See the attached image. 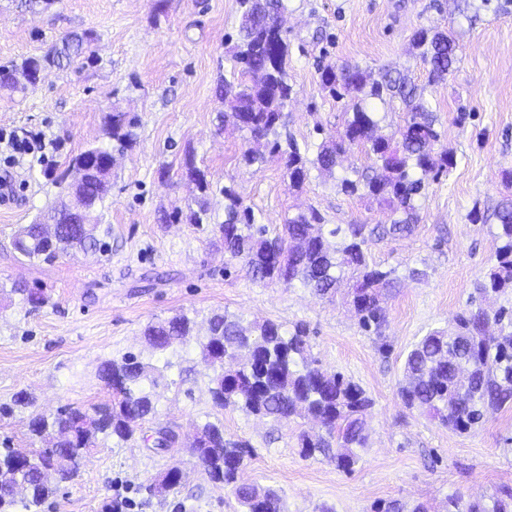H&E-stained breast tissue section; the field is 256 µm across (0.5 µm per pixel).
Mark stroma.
Listing matches in <instances>:
<instances>
[{
  "mask_svg": "<svg viewBox=\"0 0 512 512\" xmlns=\"http://www.w3.org/2000/svg\"><path fill=\"white\" fill-rule=\"evenodd\" d=\"M497 2L286 0L282 25L295 95L285 114L298 142L314 150L341 129L348 102L323 90L320 70L348 62L375 75L408 72L456 159L450 172L430 180L412 235L368 246L370 262L400 280L384 303L378 336L361 328L347 304L298 283L252 281L218 238L184 216L168 219L198 194L186 176L191 162L217 188L233 187L260 224H281L311 206L330 225L389 221L386 209L336 187L366 166L361 154L346 155L330 175L310 169L298 190L289 188L278 161L241 163L244 134L219 126L224 105L215 94L239 28L237 0H56L34 13L0 0V66L43 55L73 32L92 34L96 54L92 64L47 69L26 92L0 89V136L39 132L52 143L42 163L0 160V179L11 191L0 197V284L37 285L51 295L38 309L0 297V403L23 393L37 412L68 405L89 411L112 400L99 378L106 360L132 353L172 363L155 389V418L121 446L97 436L75 479L61 484L42 512H106L116 500L132 502V512H241L232 489L210 483L185 446L208 420L223 424L225 437L248 443L240 481L279 490L286 512L325 505L371 512L376 501L395 499L446 512L449 496L485 502L512 488L511 403L459 433L407 409L399 396L407 352L468 308L497 247L492 213L507 193L501 172L512 169V6L500 10ZM422 26L453 28L460 43L458 63L435 84L408 52ZM115 110L138 116L140 125L132 148L117 155L111 193L96 211L111 230L110 251L73 250L50 263L14 252L12 237L60 200L55 176L74 182L70 158L108 145L103 124ZM476 207L486 222L468 220ZM413 268L427 270V279L412 280ZM216 312L245 324L304 325L312 358L364 389L371 400L366 446L352 471L301 456L298 436L316 432L314 422L276 426L213 406L199 343ZM182 314L195 323L190 340L153 351L146 327ZM161 426L173 427L181 445L160 451L148 444ZM173 466L184 472L180 486L148 500L139 494L140 485Z\"/></svg>",
  "mask_w": 512,
  "mask_h": 512,
  "instance_id": "stroma-1",
  "label": "stroma"
}]
</instances>
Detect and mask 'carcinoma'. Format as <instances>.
I'll return each mask as SVG.
<instances>
[{
    "instance_id": "cac0c4a2",
    "label": "carcinoma",
    "mask_w": 512,
    "mask_h": 512,
    "mask_svg": "<svg viewBox=\"0 0 512 512\" xmlns=\"http://www.w3.org/2000/svg\"><path fill=\"white\" fill-rule=\"evenodd\" d=\"M241 20L236 44L231 47L232 76L237 84L222 77L216 95L224 100V113L218 127L230 122L246 134L242 161L247 165L262 163L266 156L278 158L288 177L289 186L300 188L309 169L332 172L337 158L358 148L371 165L354 169L355 178L344 177L337 187L347 195L359 194L390 211L389 224H338L327 229L323 217L313 207L286 219L275 231L255 223L253 212L243 206L230 187L224 193V222L203 223L206 202L198 201L199 210L190 212L189 221L202 233L219 235L224 253L242 263L255 282H280L291 286L300 282L321 297H333L345 276L353 281L349 291L359 324L366 331L380 334L383 297L397 287L394 271H384L371 264L367 242L405 237L418 221L419 201L426 196L428 177L447 173L455 165L448 150L434 152L441 132L424 89L407 76L385 72L374 79L357 64L328 65L321 69V85L340 100L350 96V116L343 129L326 138L314 158L308 157L288 132L283 107L295 94L288 82L289 46L278 22L285 11L284 0H238ZM89 33L71 34L51 46L39 57H29L20 66H0V89L23 91L27 88L11 78L25 74L34 78L49 67L63 68L75 62L93 60ZM457 37L452 31L430 27L418 29L410 40L409 53L430 66L429 82L444 79L458 59ZM398 97L406 108L404 125L395 136L375 137L378 127L373 101L383 104ZM136 117L114 112L106 117L104 134L115 147L126 150L136 143ZM109 148L92 146L73 156L69 166L86 165L91 159L104 163ZM201 195L212 185L194 165L186 168ZM111 181L107 175L86 177L82 193L87 205L96 209L109 196ZM496 233L499 245L496 263L478 282L483 296L499 294L512 288V199L496 206ZM92 224L76 234L60 230L49 237L41 223L28 224L26 235L12 242L14 250L29 259L51 260L69 248L105 252L109 229L96 234ZM335 242L330 243L328 239ZM11 293L23 303L40 308L48 302L42 288L15 283ZM192 321L179 315L147 327L145 335L152 348L164 353L191 336ZM456 337L466 341L462 353L472 368L468 381L470 398L461 404L457 394L461 385L448 365L453 354L448 330L440 328L421 337L407 353L404 383L399 394L410 409L428 413L443 426L467 431L481 422L487 409L512 402V318L505 311L494 313L479 306L458 317ZM201 361L212 367L210 393L219 409L238 408L268 419L288 424L309 414L324 421L326 431L315 437L299 435L302 456H322L336 467L350 472L360 460L358 449L364 447L365 412L371 400L356 383L339 373H330L309 358L306 331L295 327L286 331L282 325L264 321L250 327L227 314L209 319L208 335L200 343ZM160 369L125 355L102 364L99 378L112 391V404L93 407V411L66 406L50 416L33 414L28 429L40 442L35 452L6 445L0 448V512H38V508L61 483L78 473L81 459L102 434L119 442L134 439L138 422L156 412L152 390ZM198 465L213 483L233 486L242 512H285L282 497L272 487L238 482L243 456L240 445L224 438V426L207 422L191 444ZM161 485L153 483L144 490L153 495L180 485L182 472L173 467ZM512 493L493 498L488 503L463 502L458 496L448 498V512H508ZM22 510H17V507ZM374 512H427L419 503L412 510L400 500L379 502Z\"/></svg>"
}]
</instances>
